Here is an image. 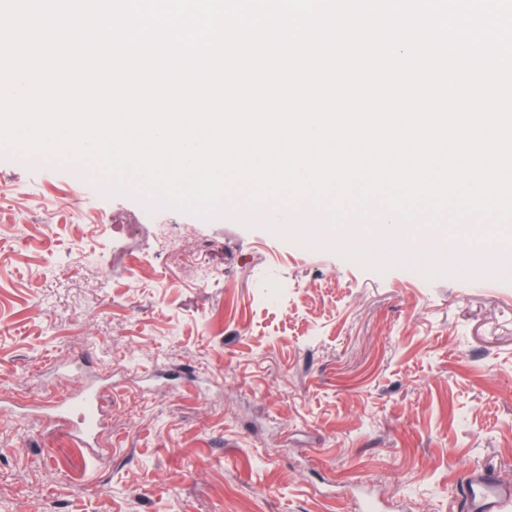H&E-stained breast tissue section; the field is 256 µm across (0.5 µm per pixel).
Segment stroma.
Returning <instances> with one entry per match:
<instances>
[{
    "label": "stroma",
    "instance_id": "35a3bbf8",
    "mask_svg": "<svg viewBox=\"0 0 512 512\" xmlns=\"http://www.w3.org/2000/svg\"><path fill=\"white\" fill-rule=\"evenodd\" d=\"M354 250L273 212H152L0 149V395L53 394L60 361L112 379L93 451L0 410V512H356L362 491L450 512L465 469L512 480V281Z\"/></svg>",
    "mask_w": 512,
    "mask_h": 512
}]
</instances>
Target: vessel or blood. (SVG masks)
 Here are the masks:
<instances>
[{"label": "vessel or blood", "instance_id": "1", "mask_svg": "<svg viewBox=\"0 0 512 512\" xmlns=\"http://www.w3.org/2000/svg\"><path fill=\"white\" fill-rule=\"evenodd\" d=\"M104 396L92 384H81L79 391L63 392L42 399L41 407L57 420L74 424L76 440L88 444L95 439L102 419ZM462 512H507L512 507V484L492 469L478 467L463 474L457 485Z\"/></svg>", "mask_w": 512, "mask_h": 512}]
</instances>
